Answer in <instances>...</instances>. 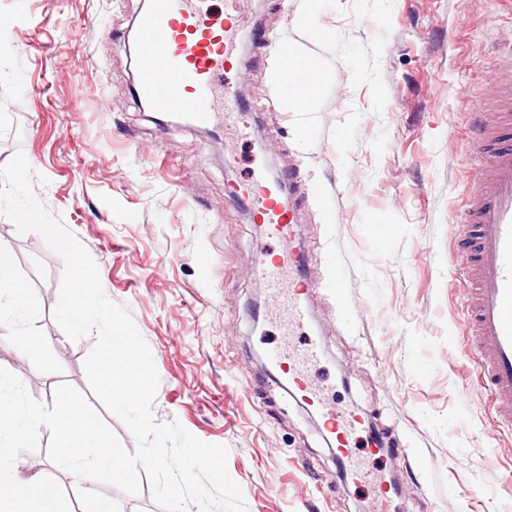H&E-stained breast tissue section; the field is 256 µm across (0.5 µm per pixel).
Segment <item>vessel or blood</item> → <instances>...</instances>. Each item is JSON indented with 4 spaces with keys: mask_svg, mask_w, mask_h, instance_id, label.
Returning <instances> with one entry per match:
<instances>
[{
    "mask_svg": "<svg viewBox=\"0 0 512 512\" xmlns=\"http://www.w3.org/2000/svg\"><path fill=\"white\" fill-rule=\"evenodd\" d=\"M234 29L227 14L214 9L213 0H151L135 25L138 99L152 111L210 126L216 100L231 106L237 101L235 89L223 83L236 60ZM494 74L491 94L472 108L478 134L471 150L482 169L457 221L451 255L465 279L462 333L473 339L476 376L489 390L497 422L512 426V52L496 62ZM246 192L256 219L278 245L262 253L251 272L280 298L290 335L304 340L297 350L271 348L268 361L287 376L289 396L323 410L337 455L362 475L351 448L363 416L353 409L326 407L323 391L310 375L321 348L305 337L309 287L298 282V255L291 245L295 206L284 201L279 185L258 174Z\"/></svg>",
    "mask_w": 512,
    "mask_h": 512,
    "instance_id": "1",
    "label": "vessel or blood"
}]
</instances>
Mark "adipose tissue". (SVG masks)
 I'll list each match as a JSON object with an SVG mask.
<instances>
[{
	"label": "adipose tissue",
	"mask_w": 512,
	"mask_h": 512,
	"mask_svg": "<svg viewBox=\"0 0 512 512\" xmlns=\"http://www.w3.org/2000/svg\"><path fill=\"white\" fill-rule=\"evenodd\" d=\"M305 54L297 46L280 45L270 71V82L280 101L289 111L307 112L325 83V74L318 62H311L310 69L303 80H296L295 68Z\"/></svg>",
	"instance_id": "ef3b65f1"
}]
</instances>
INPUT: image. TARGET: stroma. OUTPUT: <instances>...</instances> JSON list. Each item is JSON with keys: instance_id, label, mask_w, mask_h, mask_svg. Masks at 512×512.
Returning <instances> with one entry per match:
<instances>
[{"instance_id": "1", "label": "stroma", "mask_w": 512, "mask_h": 512, "mask_svg": "<svg viewBox=\"0 0 512 512\" xmlns=\"http://www.w3.org/2000/svg\"><path fill=\"white\" fill-rule=\"evenodd\" d=\"M0 0V165L23 151L49 183L36 193L99 267L107 296L128 307L159 375L156 421L179 422L229 450L248 512H371L376 490L353 481L322 415L272 381L262 358L288 336L257 311L270 302L250 273L269 250L247 197L252 173L287 174L306 251L333 248L347 295L313 294L316 371L335 408L368 417L356 454L398 482L391 512H512V428L494 425L487 392L470 406L457 384L475 366L454 332L464 283L449 259L453 224L477 180L468 114L512 51V0H324L321 40L289 0H225L237 11L242 65L233 84L246 131L199 128L149 111L133 91L127 43L147 0ZM263 26L268 47L250 35ZM319 61L326 83L309 112L285 109L270 62L281 39ZM312 134L298 142V121ZM13 272L37 304L4 312L16 342L0 367L52 405L56 388L88 392L95 341L56 323L63 262L36 233L0 216ZM49 338L32 362L22 342ZM390 449L374 453L371 434ZM48 429L14 475L57 480L74 512L111 495L120 512H162L149 489L85 487L47 456Z\"/></svg>"}]
</instances>
